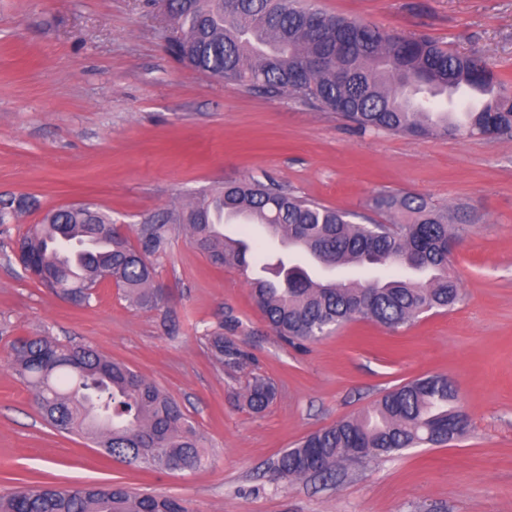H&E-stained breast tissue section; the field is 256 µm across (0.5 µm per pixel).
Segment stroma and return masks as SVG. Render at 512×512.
Masks as SVG:
<instances>
[{"instance_id": "obj_1", "label": "stroma", "mask_w": 512, "mask_h": 512, "mask_svg": "<svg viewBox=\"0 0 512 512\" xmlns=\"http://www.w3.org/2000/svg\"><path fill=\"white\" fill-rule=\"evenodd\" d=\"M358 23L424 34L481 58L512 89V0H315ZM160 0H0V202L39 207L0 224V495L46 483H121L183 499L189 512H512V137L361 132L331 112L268 98L177 63ZM374 216L388 192L477 218L454 244L462 299L398 331L348 323L295 349L270 330L245 276L212 266L186 231L156 268L158 309L116 285L75 306L41 288L11 246L45 211L89 202L127 233L204 189L249 177ZM236 319L246 356L223 368L202 336ZM16 336L87 344L163 387L212 452L191 472L142 470L61 434L11 366ZM255 375L278 396L243 394ZM438 375L467 414L446 445L289 480L272 464L303 437L368 409L387 390ZM277 397L276 387L265 378L255 377L247 386L244 398L255 412L266 409Z\"/></svg>"}]
</instances>
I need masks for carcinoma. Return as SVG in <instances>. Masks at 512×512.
<instances>
[{
    "label": "carcinoma",
    "instance_id": "1",
    "mask_svg": "<svg viewBox=\"0 0 512 512\" xmlns=\"http://www.w3.org/2000/svg\"><path fill=\"white\" fill-rule=\"evenodd\" d=\"M176 36L170 55L209 77L246 86L270 98L334 112L361 129L414 136L458 137L493 127L512 135V91L478 60L446 51L425 36L368 26L328 14L309 0H168ZM465 88L480 105L459 122L439 112V98ZM25 197L0 208V224L30 210ZM383 220L355 224L348 214L254 177L205 192L195 202L138 230L136 241L112 227L94 204L46 212L16 241L17 259L40 286L72 304H88L115 282L131 303L155 309L152 258L166 254L171 225L189 231L192 245L217 267L246 271L259 243L224 234V214L261 219L270 238L322 265L398 267L399 275L336 281L279 262L273 277L248 279L270 329L286 342L321 340L354 319L392 331L419 316L454 308L462 299L449 272V243L471 223L462 208L448 210L411 194L374 199ZM219 365L239 367L243 354L224 326L204 336ZM13 367L36 394L43 418L58 432L90 440L138 469L195 471L209 460L203 437L159 385L86 345L45 336L11 343ZM277 397L256 377L244 398L255 412ZM462 408L443 376L418 378L386 392L366 412L312 433L282 452L273 468L284 478L308 475L305 458L320 457L319 474L336 462L363 463L407 448L450 443ZM0 512H188L179 498L122 486H45L0 496Z\"/></svg>",
    "mask_w": 512,
    "mask_h": 512
}]
</instances>
